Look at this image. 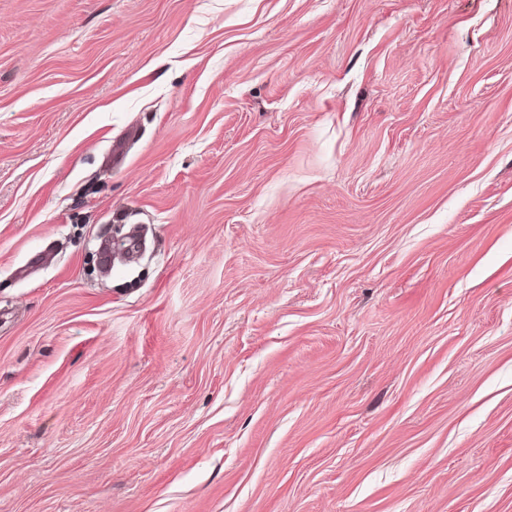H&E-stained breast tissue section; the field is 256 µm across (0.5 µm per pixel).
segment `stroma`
<instances>
[{"label": "stroma", "instance_id": "obj_1", "mask_svg": "<svg viewBox=\"0 0 512 512\" xmlns=\"http://www.w3.org/2000/svg\"><path fill=\"white\" fill-rule=\"evenodd\" d=\"M0 512H512V0H0Z\"/></svg>", "mask_w": 512, "mask_h": 512}]
</instances>
